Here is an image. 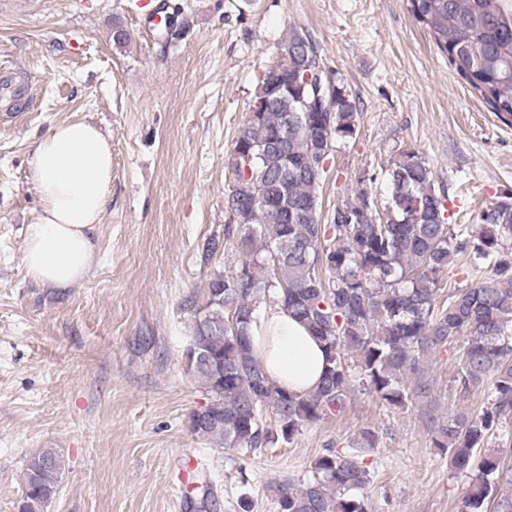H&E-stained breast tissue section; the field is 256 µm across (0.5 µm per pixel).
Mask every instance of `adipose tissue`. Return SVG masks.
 Wrapping results in <instances>:
<instances>
[{
    "label": "adipose tissue",
    "instance_id": "obj_1",
    "mask_svg": "<svg viewBox=\"0 0 512 512\" xmlns=\"http://www.w3.org/2000/svg\"><path fill=\"white\" fill-rule=\"evenodd\" d=\"M31 180L42 206L25 241L26 270L46 286L74 284L95 260L93 231L112 189V147L91 124L56 125L35 149ZM252 344L279 387L306 392L319 383L325 352L283 307L262 316Z\"/></svg>",
    "mask_w": 512,
    "mask_h": 512
}]
</instances>
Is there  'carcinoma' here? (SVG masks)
I'll return each instance as SVG.
<instances>
[{"label":"carcinoma","instance_id":"obj_1","mask_svg":"<svg viewBox=\"0 0 512 512\" xmlns=\"http://www.w3.org/2000/svg\"><path fill=\"white\" fill-rule=\"evenodd\" d=\"M456 72L499 116L512 117V0H409ZM282 55L264 75L247 122L239 129L225 198L230 224L224 242L242 254L236 269L209 281L206 301H190L191 347L210 361L190 374L211 394L206 426L191 431L239 454L289 443L304 428L342 412L354 382L387 403L405 407L423 393L422 364L434 350L461 339L456 391L462 397L487 381L493 397L481 410L429 417L434 447L448 468L470 478L465 512H512V448L485 447L500 419L512 413V194L480 214L477 241L451 227L445 188L415 150L388 165L391 196L378 210L366 191L321 222L325 169L306 168L311 154H329L358 131L359 112L345 87L326 90L325 109L304 112L312 99L305 72L320 64L314 44L292 30ZM288 140L276 147L283 130ZM472 250L488 269L479 282L439 301L440 275L455 253ZM280 305L323 343L325 370L304 393L274 385L254 350L251 332L270 290ZM224 364V374L215 369ZM275 427L266 426L265 413ZM366 428L350 449L328 448L311 475L275 483L281 512H368L371 483L362 452L375 446ZM65 471L62 456L42 448L23 476L18 512H46Z\"/></svg>","mask_w":512,"mask_h":512}]
</instances>
